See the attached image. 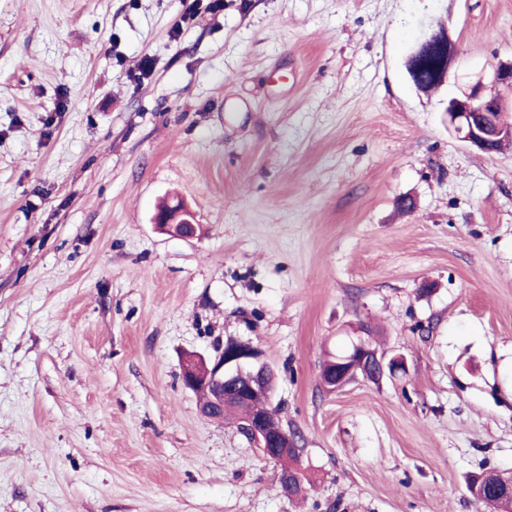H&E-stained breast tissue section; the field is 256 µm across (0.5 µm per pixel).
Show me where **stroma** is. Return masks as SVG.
Returning <instances> with one entry per match:
<instances>
[{"mask_svg":"<svg viewBox=\"0 0 512 512\" xmlns=\"http://www.w3.org/2000/svg\"><path fill=\"white\" fill-rule=\"evenodd\" d=\"M512 58V0H0V512H489L512 473V148L405 61ZM149 72H142V59ZM187 203L202 234L158 232ZM378 336L400 379L327 390ZM252 342L314 484L202 417ZM439 32L445 45L442 51L426 54L419 44L406 63V70L412 83L423 93L436 91L442 86L445 73L453 59L452 55L448 54L444 31L441 29ZM493 470H485L480 473H474L469 478V490L471 494L477 498L478 500H481L485 502L488 505H491L494 509H496V512H506L507 506L502 502L500 497L496 496L493 493L489 492H482L479 494H475L471 490V486L474 485L476 482L481 480V484L487 485L489 483H492L495 481L496 485V492L497 494H503L504 497H512V474H503V473H496L497 479L494 476V473H492ZM496 479V480H495Z\"/></svg>","mask_w":512,"mask_h":512,"instance_id":"obj_1","label":"stroma"}]
</instances>
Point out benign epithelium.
<instances>
[{"mask_svg":"<svg viewBox=\"0 0 512 512\" xmlns=\"http://www.w3.org/2000/svg\"><path fill=\"white\" fill-rule=\"evenodd\" d=\"M511 81L512 59H509L501 62L491 73L462 85L445 109L448 129L486 153L491 152L496 141L512 138L511 122L487 121L488 112L507 109L506 104L493 100L492 88ZM155 224L186 240L199 235V225L194 223L187 210L178 205L159 211ZM341 364L345 369L342 375H336L334 369L323 375V383L331 390L360 372L367 379H378L408 371L402 354L381 352L362 336L354 343L351 353L342 358ZM181 380L183 386L194 393L209 389L215 391L211 405L200 406L206 417L228 402H244L253 394H263L270 399L274 389L270 369L261 362L259 348L249 341L234 339L218 344L211 355L187 356L182 365ZM240 433L268 459L275 458L281 449L292 444L291 435L283 428L279 413L270 404L260 412H249Z\"/></svg>","mask_w":512,"mask_h":512,"instance_id":"7a95c632","label":"benign epithelium"}]
</instances>
